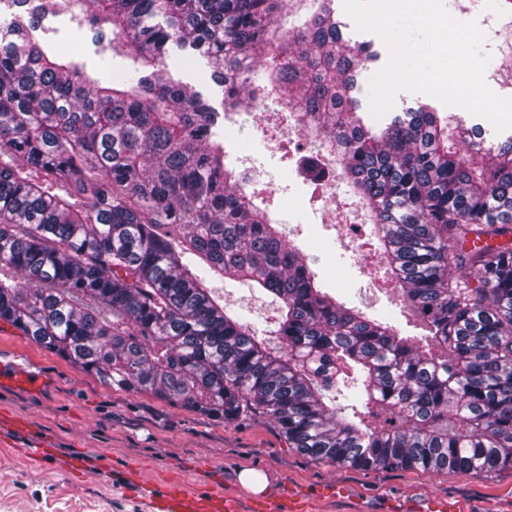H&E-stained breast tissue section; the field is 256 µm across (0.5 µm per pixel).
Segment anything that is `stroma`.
<instances>
[{
	"mask_svg": "<svg viewBox=\"0 0 512 512\" xmlns=\"http://www.w3.org/2000/svg\"><path fill=\"white\" fill-rule=\"evenodd\" d=\"M466 5L467 0L445 2L457 20L477 23L488 56L512 43V28L498 13L473 15ZM32 36L90 77L123 63L102 50L90 26H79L67 12L47 16ZM166 68L202 92L210 105H220L222 89L211 81L205 59L173 46ZM219 130L231 155L243 156L255 169V190L326 287L367 314L389 317L405 335L422 334L400 290L386 281L384 261L368 241L367 216L357 199L345 188L321 189L298 174L300 139L285 117L257 105L245 123L223 121ZM216 289L237 315L274 330L278 304L273 296L228 282ZM0 359L16 360L46 378L38 390L1 386L0 412L26 420L31 430L56 442L62 455L96 460L85 472L61 473L40 466L24 450V438H1L0 512H146L144 500L123 490L122 471L140 472L152 487L172 482L239 492V474L246 468L266 476V495L297 512H417L433 496L451 500L460 512H512L511 469L461 475L319 463L289 448L264 417L223 423L148 393L108 387L1 321ZM331 485L341 486L343 496H322Z\"/></svg>",
	"mask_w": 512,
	"mask_h": 512,
	"instance_id": "obj_1",
	"label": "stroma"
}]
</instances>
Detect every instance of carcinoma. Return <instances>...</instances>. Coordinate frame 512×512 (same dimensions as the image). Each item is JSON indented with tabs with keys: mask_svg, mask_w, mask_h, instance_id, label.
Segmentation results:
<instances>
[{
	"mask_svg": "<svg viewBox=\"0 0 512 512\" xmlns=\"http://www.w3.org/2000/svg\"><path fill=\"white\" fill-rule=\"evenodd\" d=\"M74 2L130 69L101 82L30 36ZM331 2L0 0L29 15L0 25V320L108 386L263 416L316 462L512 469V136L487 146L428 105L374 132L353 93L379 53L345 39ZM171 44L207 59L224 113L167 75ZM490 66L511 79L512 46ZM257 102L312 113L306 179L335 156L425 338L324 291L243 190L215 127ZM215 278L279 300L278 343ZM341 386L354 403H327Z\"/></svg>",
	"mask_w": 512,
	"mask_h": 512,
	"instance_id": "1",
	"label": "carcinoma"
}]
</instances>
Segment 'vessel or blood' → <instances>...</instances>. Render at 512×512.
Instances as JSON below:
<instances>
[{"mask_svg":"<svg viewBox=\"0 0 512 512\" xmlns=\"http://www.w3.org/2000/svg\"><path fill=\"white\" fill-rule=\"evenodd\" d=\"M12 384L28 389L43 386L39 373L25 370L20 364L0 361V385ZM30 454L54 470L71 472L88 467L84 458L61 455L56 447L37 438L28 443ZM150 512H284L281 501L242 495L232 491L200 494L188 487L168 488L150 499Z\"/></svg>","mask_w":512,"mask_h":512,"instance_id":"obj_1","label":"vessel or blood"}]
</instances>
